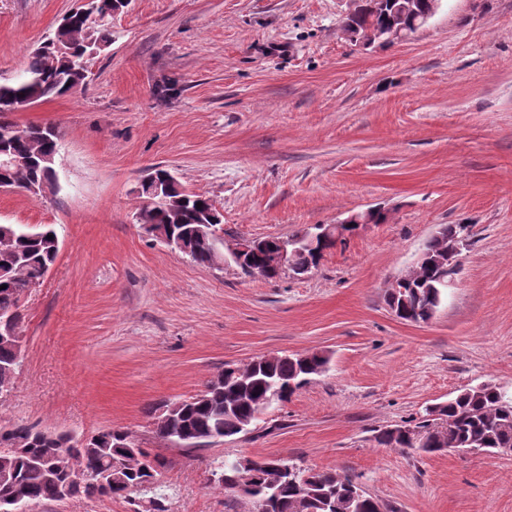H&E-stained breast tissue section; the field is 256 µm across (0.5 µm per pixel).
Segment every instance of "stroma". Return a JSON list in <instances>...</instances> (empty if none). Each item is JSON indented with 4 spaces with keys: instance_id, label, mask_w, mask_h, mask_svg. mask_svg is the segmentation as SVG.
Instances as JSON below:
<instances>
[{
    "instance_id": "35a3bbf8",
    "label": "stroma",
    "mask_w": 512,
    "mask_h": 512,
    "mask_svg": "<svg viewBox=\"0 0 512 512\" xmlns=\"http://www.w3.org/2000/svg\"><path fill=\"white\" fill-rule=\"evenodd\" d=\"M79 0H0V81ZM351 0H131L82 87L12 113L62 134L40 199L0 190V224L55 225L57 259L22 301L23 359L0 426L108 428L164 457L166 512H252L225 459L280 458L351 476L385 512H512V451L385 448L387 428L491 383L512 395V0H442L392 44L357 47ZM170 170L224 216V239L290 237L379 209L304 277L204 266L136 223V188ZM465 224L454 285L427 323L397 319L392 283L439 227ZM322 350L328 371L249 429L195 449L153 407L227 366ZM144 497L28 512H139Z\"/></svg>"
}]
</instances>
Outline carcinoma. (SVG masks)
<instances>
[{
	"label": "carcinoma",
	"instance_id": "carcinoma-1",
	"mask_svg": "<svg viewBox=\"0 0 512 512\" xmlns=\"http://www.w3.org/2000/svg\"><path fill=\"white\" fill-rule=\"evenodd\" d=\"M104 6L93 17L80 8L65 16L54 35L31 55L24 73L11 83L0 82V188L30 191L32 185L55 186V168L48 162L59 152L61 132L52 127L46 135L42 126L29 125L24 134L5 116L17 111L20 103L32 105L41 100L68 94L84 83L88 64L111 41L112 10H123L124 0H103ZM387 7L364 8L343 20L341 30L358 38L368 32L399 30L407 35L416 30L415 15L430 7L429 0H386ZM400 4H410L403 11ZM12 162L5 164L1 159ZM141 204L135 213L139 224H154L160 232L174 235L182 243V253L200 265L224 262L223 215L208 197L187 191L157 167L137 187ZM202 206H197V203ZM213 224L217 234L205 238L197 225ZM466 224L448 225V238L431 239L425 251L437 253L468 240ZM59 236L52 224L29 230L21 224H0V318L9 316L14 325L23 323L21 298L39 285L54 264ZM439 272L419 266L412 274L413 287L398 299L401 318L427 322L434 317L447 289L439 283ZM330 358L313 352L307 357L282 355L271 362L258 358L255 370L242 375L227 368L228 377L237 384L223 388L217 380L188 400L177 402V409L165 428L156 431L163 440H178L186 446L201 444L216 437L231 438L255 421L266 410V400L276 392L285 402L296 390L325 372ZM22 362L16 342L0 335V387L14 379ZM294 387H289V382ZM447 432L448 447L474 448L495 453L512 449V401L493 384L473 386L460 391L446 405L435 408ZM129 432L102 430L81 442L66 432L46 433L25 425L0 427V512H25L31 503L61 501V487L69 483L68 496L123 498L128 487L150 493L152 508L146 512H164L161 508V469L165 459L142 448L126 447ZM378 443L389 448H410L402 435L381 432ZM123 465L124 479L105 486L101 478L112 473L113 463ZM89 477L70 481L75 470ZM268 472L259 467L242 486L225 489L248 500L254 512H376V500L366 497L353 501L346 497L353 478L329 470L299 471L297 477L280 485L272 510L265 509V483Z\"/></svg>",
	"mask_w": 512,
	"mask_h": 512
}]
</instances>
